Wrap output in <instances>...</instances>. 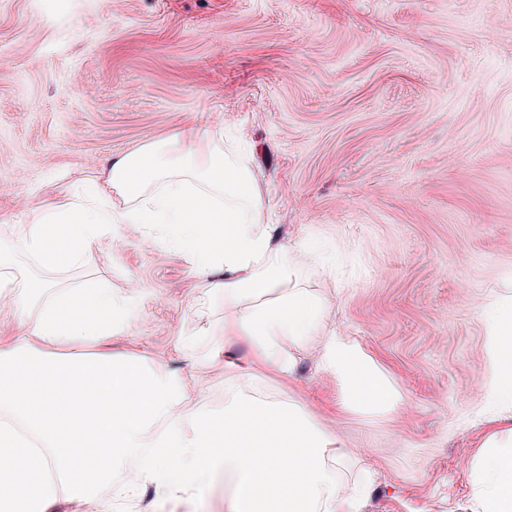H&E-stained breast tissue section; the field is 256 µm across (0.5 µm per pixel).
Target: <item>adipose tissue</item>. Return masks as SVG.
<instances>
[{"mask_svg":"<svg viewBox=\"0 0 512 512\" xmlns=\"http://www.w3.org/2000/svg\"><path fill=\"white\" fill-rule=\"evenodd\" d=\"M213 133L190 127L161 148L113 162L108 185L129 203L112 210L75 200L43 209L11 242H0V291L19 329L0 340V512H87L101 488L132 496L145 482L166 496L208 486L225 474L234 512H359V491L339 484L342 441L299 406L229 385L220 412L192 409L181 385L147 370L142 358H57L56 345H83L126 325L130 311L109 289L67 288L33 308L34 288L6 276L16 251L47 267L76 261L110 224H160L208 288L224 299V343L247 339L255 361L278 375L295 370L290 344L323 338L321 369L343 390L342 406L394 411L400 397L343 334L327 329L323 303L301 286L276 225L262 221L252 170L220 151ZM481 316L490 338L489 395L512 406V293L493 296ZM46 444L32 453L28 434ZM134 460V478L118 468ZM473 512H512V426L486 434L471 465Z\"/></svg>","mask_w":512,"mask_h":512,"instance_id":"ef3b65f1","label":"adipose tissue"}]
</instances>
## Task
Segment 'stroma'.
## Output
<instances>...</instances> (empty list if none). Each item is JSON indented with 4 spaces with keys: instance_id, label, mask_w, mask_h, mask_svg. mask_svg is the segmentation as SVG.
I'll return each mask as SVG.
<instances>
[{
    "instance_id": "1",
    "label": "stroma",
    "mask_w": 512,
    "mask_h": 512,
    "mask_svg": "<svg viewBox=\"0 0 512 512\" xmlns=\"http://www.w3.org/2000/svg\"><path fill=\"white\" fill-rule=\"evenodd\" d=\"M195 126L239 139L267 223L297 247L303 285L396 387L401 407H339L317 371L321 339L294 347L293 378L235 367L194 339L222 324L160 229L113 224L73 263L16 256L15 276L111 289L132 311L82 348L145 356L220 411L247 386L301 405L338 436L360 512H471L470 467L488 427L480 308L512 283V0H0V239L47 203L104 179L114 159ZM216 480L171 499L148 485L127 508L232 512Z\"/></svg>"
}]
</instances>
